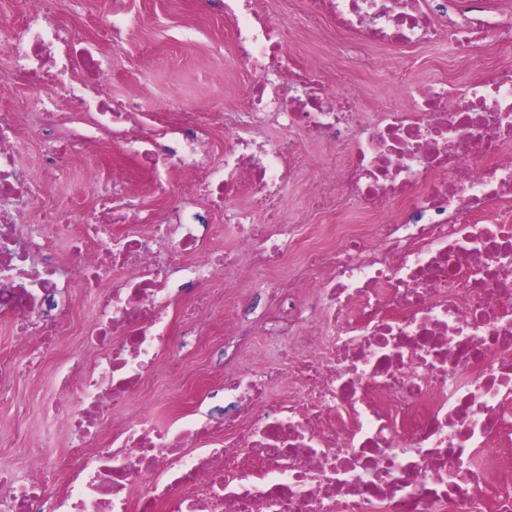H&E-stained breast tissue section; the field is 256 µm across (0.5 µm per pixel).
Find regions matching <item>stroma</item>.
<instances>
[{"label": "stroma", "mask_w": 512, "mask_h": 512, "mask_svg": "<svg viewBox=\"0 0 512 512\" xmlns=\"http://www.w3.org/2000/svg\"><path fill=\"white\" fill-rule=\"evenodd\" d=\"M267 19L287 26L290 48L302 58L321 56L335 69L346 58L335 41L310 37L299 15V0H259ZM115 13L144 18L141 30L104 36L107 19ZM57 19L83 37H103L112 67V96L138 88L151 98L155 111H165L172 98L193 108L211 102L233 112L249 81L245 67L231 53V28L223 13L200 6L199 0H59ZM415 81L452 80L462 84L475 73L456 58L448 45H420L404 50ZM370 66L346 74L350 91L377 112L393 101L395 61L390 52L373 48ZM51 379L16 388L11 404L0 406V425L17 426L29 435L41 434L40 403Z\"/></svg>", "instance_id": "1"}]
</instances>
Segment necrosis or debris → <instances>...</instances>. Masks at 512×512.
I'll list each match as a JSON object with an SVG mask.
<instances>
[{"label": "necrosis or debris", "instance_id": "4bbe7bcc", "mask_svg": "<svg viewBox=\"0 0 512 512\" xmlns=\"http://www.w3.org/2000/svg\"><path fill=\"white\" fill-rule=\"evenodd\" d=\"M207 2L251 75L220 115L113 99L101 49L55 22L56 0L0 14V86L35 92L0 105V402L52 377L41 414L61 431L25 439V474L0 460V512H512V6L300 0L363 47L498 49L461 87L401 79L409 106L369 116L255 0ZM258 118L283 136L256 141ZM214 127L224 159L207 165ZM101 153L169 194L167 220L123 173L81 165ZM174 168L189 178L173 190ZM77 171L98 189L89 213L50 191ZM302 183L293 218L281 190ZM338 213L330 242H305L308 220ZM259 331L279 355L257 372L191 376L173 357L217 336L250 355ZM162 376L189 382L195 410L160 425Z\"/></svg>", "mask_w": 512, "mask_h": 512}]
</instances>
